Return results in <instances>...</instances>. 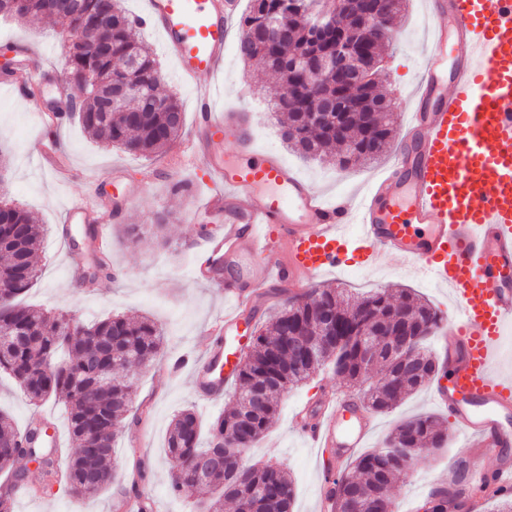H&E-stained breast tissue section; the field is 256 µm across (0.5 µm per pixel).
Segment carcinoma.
Masks as SVG:
<instances>
[{"label":"carcinoma","instance_id":"cac0c4a2","mask_svg":"<svg viewBox=\"0 0 512 512\" xmlns=\"http://www.w3.org/2000/svg\"><path fill=\"white\" fill-rule=\"evenodd\" d=\"M13 0H0V14L18 20L43 15L41 0H31L25 12L12 6ZM403 0L390 5L378 18L360 28L356 25L357 0H248L241 16L242 36L247 39L239 49L246 62L258 60L288 90V96L272 101V112L279 115L283 140L289 147L308 157L339 149L343 168L375 161L394 139L397 123L395 103L377 93V83L336 86V77L309 71L304 76L293 66L297 55L315 52L306 29L316 13L326 14L328 37L355 30L358 39L374 40L377 62L383 61V49L392 36L383 33L402 11ZM275 14L290 25L288 48L282 49L266 37L264 19ZM105 21L99 34L111 42L108 56L99 54L95 45L86 43L81 52L66 58V77L79 91L75 111L61 115L77 118L102 145L121 146L145 157L158 156L174 142L184 125L180 101L173 95L154 108L149 102L118 105L107 111V103L95 91L97 85L118 82L135 85L152 81L160 74L151 48L136 35L140 24L123 8V0H82V11L59 13L55 21L71 32L80 31V18ZM355 102L369 99L373 113H352L341 127L333 120L313 123L305 112L308 97ZM167 218L161 216L150 229L132 226L127 234L164 244L161 235ZM39 227L24 209L0 204V323L12 340L0 343V374L15 380L31 401L51 397L65 400L69 434L78 444L71 466L60 469L49 450L36 447L46 435L50 422L43 421L25 432L15 431L8 419L0 416V469H9V481L0 485V512H9L13 490L28 483V464H38L42 488L62 486L77 498L99 494L112 482V447L128 406L136 393L134 378L125 375L134 358H155L163 345L161 328L147 317L108 316L91 325H81L63 313L37 308L23 301L38 276L36 265ZM330 311L340 334L315 356L288 355L278 337L292 328L305 327ZM441 322L436 308L416 297L410 290L379 289L363 296L344 290L314 288L295 298L270 322L254 329L251 344L236 373L234 401L224 416L211 426L212 435L224 434L229 448L247 451L274 423L281 396L289 388L309 379L316 371L330 367L336 377L361 389L367 409L377 414L392 410L407 395L422 387L440 371L432 353L424 350L427 338L435 335ZM386 335L410 327L417 340L412 351L419 360L421 374L401 377L402 365L382 348L370 365H363L357 336L365 326ZM117 372L108 387L99 386L100 373ZM248 391H260L264 404L243 413L241 400ZM448 438L445 422L434 415H419L401 421L382 448L360 455L353 471L336 482L331 491L332 512H347L354 499L364 509L372 506V493L389 491L397 476L412 465L395 456L398 448L444 447ZM213 446H200V424L191 409L182 410L168 432L165 457L171 470L170 490L177 496L191 497L206 489L204 512H224V496L236 501V512H291L294 486L278 465H248L243 455H229L222 470L200 476L193 461L209 455ZM265 485L266 493L256 497L252 487ZM472 498L497 497L499 512H512V490L487 482L473 490ZM466 508L460 491H440L436 504L426 502L423 509L445 512L444 506Z\"/></svg>","mask_w":512,"mask_h":512}]
</instances>
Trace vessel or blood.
Here are the masks:
<instances>
[{
	"label": "vessel or blood",
	"mask_w": 512,
	"mask_h": 512,
	"mask_svg": "<svg viewBox=\"0 0 512 512\" xmlns=\"http://www.w3.org/2000/svg\"><path fill=\"white\" fill-rule=\"evenodd\" d=\"M237 0H146L143 20L158 31L179 81L194 91L190 152L203 154L223 193L203 207L222 217L224 236L207 240L193 277L212 284L223 267V317L208 330L207 358L194 365L203 400L216 403L240 357L220 335L240 332L260 289L302 290L333 269L369 268L393 256L450 289L456 314L441 325L447 373L432 389L474 440L471 477L512 484V382L495 366L512 330V0H425L426 62L408 133L388 171L359 197L327 196L279 156L255 146L257 129L239 107L222 104L230 21ZM453 55L450 78L439 57ZM235 135L241 157L215 145ZM357 236H348V225ZM294 426L313 447L344 461L364 447L368 410L340 394L301 407ZM495 459L494 471L484 467Z\"/></svg>",
	"instance_id": "1"
}]
</instances>
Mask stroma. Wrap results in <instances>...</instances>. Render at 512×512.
Wrapping results in <instances>:
<instances>
[{
    "label": "stroma",
    "mask_w": 512,
    "mask_h": 512,
    "mask_svg": "<svg viewBox=\"0 0 512 512\" xmlns=\"http://www.w3.org/2000/svg\"><path fill=\"white\" fill-rule=\"evenodd\" d=\"M424 0H406L392 33L394 43L385 57L386 76L382 92L393 99L399 124H406L413 105L411 95L420 77L425 42ZM65 30L53 19L42 17L27 22L0 17V48L12 44L32 45L44 51L45 74L34 96L17 95L9 81L0 78V147L8 152L5 188L0 200L30 211L44 231L40 246L39 273L26 296L29 304L69 312L86 323L110 314L142 315L155 320L163 329V347L154 362L135 368L136 397L128 417L114 439L115 477L100 494L75 498L59 489L51 497L15 498L13 512H115L116 502L143 494L153 499L156 512H195L193 500L170 491L171 471L165 459V438L174 416L193 407L201 419V439L209 441L210 425L224 413L223 406L199 404L189 368L172 372L174 360L186 356L196 360L205 352V332L224 311L221 289L195 283L190 270L202 240L223 234L220 224L208 223L193 210L190 194L175 196L170 186L187 182L192 189L210 187L203 158L190 156L186 143L191 125H184L180 136L165 154L145 158L126 153L120 147L95 143L79 122H63L57 131V145L70 163V172L55 176L39 163L37 150L39 127L35 106L62 97L66 78L64 62ZM282 88L259 63H244L237 41H230L224 57V102L244 106L259 131L258 144L281 154L315 188L334 195L356 194L389 163L390 154L360 167L343 169L335 156L305 159L287 148L278 125L268 116V102ZM124 167V181L135 193V201L122 216L109 225L112 241L111 275H98L93 284H78L71 277L73 262L62 241L78 242L82 225L65 226L62 213L72 201L87 197V184L107 174L112 167ZM166 213L170 222L165 234L167 246L153 243L133 244L123 237L129 224L154 223ZM316 285L345 288L365 294L380 288H410L428 300L440 313L448 315L455 302L447 288L430 282L413 267L389 258L373 268L357 266L330 271L318 276ZM347 391L345 382L330 369H322L281 398L279 415L265 437L249 456L259 464H278L290 474L295 487L293 512H318L324 476L331 454L313 448L294 429L293 410L315 400L321 390ZM0 412L7 414L17 428H25L37 414L54 418L60 430H67V410L63 401L48 399L36 404L10 379L0 380ZM419 414L447 417L448 411L437 405L429 387L408 396L392 412L376 416L367 448L380 447L402 419ZM469 449L465 439L449 436L447 445L428 459L402 472L393 488L394 501L401 512H415L436 486L449 483L466 465ZM141 459L149 470L147 481L131 484L128 473L134 459Z\"/></svg>",
    "instance_id": "1"
}]
</instances>
